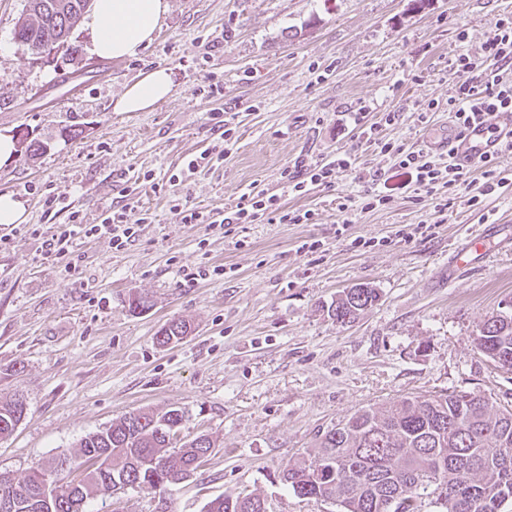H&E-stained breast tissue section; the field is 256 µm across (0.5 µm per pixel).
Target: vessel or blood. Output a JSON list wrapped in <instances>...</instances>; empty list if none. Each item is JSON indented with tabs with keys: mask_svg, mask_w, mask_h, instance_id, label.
I'll return each mask as SVG.
<instances>
[{
	"mask_svg": "<svg viewBox=\"0 0 512 512\" xmlns=\"http://www.w3.org/2000/svg\"><path fill=\"white\" fill-rule=\"evenodd\" d=\"M496 125L500 136L512 139V113L498 112L493 114L490 124L476 122L466 130H450L444 141L435 143L436 152L449 155L455 162L470 165L480 159L497 154L500 150V137H492L488 133L489 125ZM490 241L481 236H466L454 249L452 269L460 271L480 263L489 251Z\"/></svg>",
	"mask_w": 512,
	"mask_h": 512,
	"instance_id": "b4317fda",
	"label": "vessel or blood"
}]
</instances>
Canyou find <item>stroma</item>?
<instances>
[{
	"instance_id": "35a3bbf8",
	"label": "stroma",
	"mask_w": 512,
	"mask_h": 512,
	"mask_svg": "<svg viewBox=\"0 0 512 512\" xmlns=\"http://www.w3.org/2000/svg\"><path fill=\"white\" fill-rule=\"evenodd\" d=\"M24 0H0V133L44 144L0 162V194L27 217L0 224V399L15 394L27 413L0 440V472L72 457L80 440L129 412L182 409L180 436L209 435L211 455L170 496L172 512H205L225 495L253 493L268 512H338L297 497L281 476L312 458L320 435L368 406L401 396L477 391L512 405V371L494 367L474 338L512 303V240L492 245L474 270L448 275L465 233L512 215V151L498 155L508 179L483 207L459 190L445 223L426 235L430 208L390 191L385 206L341 215L336 199L362 188L346 172L331 188L294 197L281 179L294 163L336 153L358 169L388 168L348 123L398 114L389 137L416 147L444 137L452 121L429 125L417 105L447 101L445 76L459 52L477 57L512 0H170L152 43L106 62L91 55L78 25L72 56L42 57L13 38ZM466 42H458V29ZM169 68L172 92L145 112L114 102L143 71ZM232 128L229 141L218 121ZM222 158L188 172L189 160ZM152 173L163 190L140 176ZM310 209V224H237L230 232L179 223L172 207L211 213L248 188ZM60 205L47 210V196ZM135 206L148 220L124 249L109 238L78 239L74 268L45 258V237L80 212L95 224L106 209ZM318 250H302L304 241ZM223 267L185 280L184 271ZM358 283L378 301L355 322L327 309ZM148 307L129 309L132 294ZM191 333L159 345L171 318Z\"/></svg>"
}]
</instances>
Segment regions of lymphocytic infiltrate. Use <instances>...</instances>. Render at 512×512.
<instances>
[{
  "instance_id": "lymphocytic-infiltrate-1",
  "label": "lymphocytic infiltrate",
  "mask_w": 512,
  "mask_h": 512,
  "mask_svg": "<svg viewBox=\"0 0 512 512\" xmlns=\"http://www.w3.org/2000/svg\"><path fill=\"white\" fill-rule=\"evenodd\" d=\"M448 74L452 78L451 95L444 103L431 99L420 104L421 123H429L432 113L443 110L461 130L471 122L489 120L492 113L512 112V16L498 19L482 46L480 57L459 53L450 59ZM396 121V113H386L383 126L394 125ZM383 126H369L363 135L389 158L391 170L403 175V188L430 201L433 223H443L448 205L459 188L468 189V204L476 209L505 184L495 158L480 160L472 166L454 164L432 151L408 147L402 141L387 137L382 132ZM352 166L353 161L347 154L308 167L297 164L285 169V183L289 192L301 196L315 188L334 186ZM175 214L180 223L205 224L212 229L222 224H254L263 219L278 224H309L314 220L312 210L285 208L278 195L263 190L243 193L235 206L225 210L219 219L187 205L176 207ZM146 220V214L133 217L121 210L106 212L98 223L87 224L74 212L69 223L61 225L43 241L42 251L46 256L65 258L74 264L80 260L73 246L76 239L106 236L113 248L120 250L135 237L139 225Z\"/></svg>"
}]
</instances>
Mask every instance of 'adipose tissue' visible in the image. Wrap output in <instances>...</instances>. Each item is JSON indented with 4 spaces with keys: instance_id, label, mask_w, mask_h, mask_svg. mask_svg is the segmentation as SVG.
<instances>
[{
    "instance_id": "1",
    "label": "adipose tissue",
    "mask_w": 512,
    "mask_h": 512,
    "mask_svg": "<svg viewBox=\"0 0 512 512\" xmlns=\"http://www.w3.org/2000/svg\"><path fill=\"white\" fill-rule=\"evenodd\" d=\"M169 12V0H94L86 24L94 33L90 51L106 58L134 55L153 41ZM173 81L168 68L142 72L116 101L119 112H142L167 98Z\"/></svg>"
}]
</instances>
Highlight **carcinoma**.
Returning a JSON list of instances; mask_svg holds the SVG:
<instances>
[{
    "label": "carcinoma",
    "mask_w": 512,
    "mask_h": 512,
    "mask_svg": "<svg viewBox=\"0 0 512 512\" xmlns=\"http://www.w3.org/2000/svg\"><path fill=\"white\" fill-rule=\"evenodd\" d=\"M92 0H27L14 38L36 54L49 44L68 46ZM366 284L346 289L328 312L336 322H354L378 301ZM190 333L172 319L159 331L165 346ZM476 348L497 368L512 370V311L488 318ZM26 400L0 401V438L23 420ZM185 412L124 415L80 440L72 469L78 483L59 478V493L46 506L40 498L47 465L22 480H0V499L16 500L15 512H94L92 501L116 486L151 495L172 490L200 466L214 448L206 434L173 446ZM283 481L295 495L331 500L339 512H421L429 500L441 512H501L512 503V407L474 391H452L426 400L404 397L354 413L325 431L314 458L288 465ZM259 495L211 501L206 512H265Z\"/></svg>",
    "instance_id": "1"
}]
</instances>
